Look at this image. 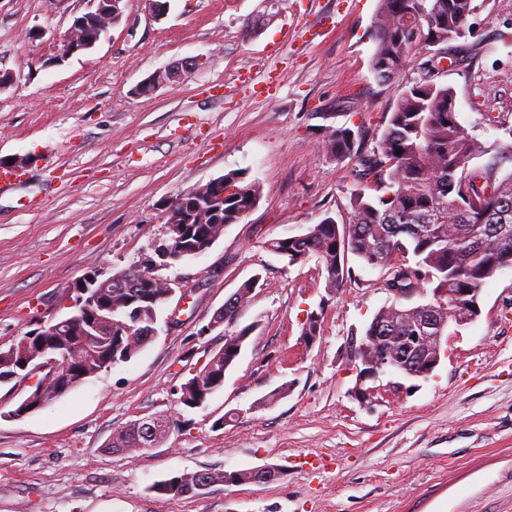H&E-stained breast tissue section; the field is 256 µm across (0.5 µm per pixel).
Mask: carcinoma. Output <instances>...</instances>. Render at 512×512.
<instances>
[{
	"label": "carcinoma",
	"mask_w": 512,
	"mask_h": 512,
	"mask_svg": "<svg viewBox=\"0 0 512 512\" xmlns=\"http://www.w3.org/2000/svg\"><path fill=\"white\" fill-rule=\"evenodd\" d=\"M475 10L473 0H379L373 25L374 53L371 59L376 77L382 81L397 78L412 58L437 44L463 38L468 16ZM424 76L407 87L397 100L388 124L372 152L363 153L355 133L347 128H326L324 149L338 160L356 157L352 177L362 189L351 194L348 223L338 224L327 216L307 228L306 238L290 246L276 238L265 248L295 264L317 258L324 275L325 291L335 294L345 286L351 272L346 257L354 255L371 267H390L389 288H409L402 294L408 304L402 313L380 309L365 330L367 336H403L412 325L422 324L426 309L422 301L438 289L445 307L436 322L448 324L450 313L468 300L467 293L478 291L505 266L512 263V172L499 176L503 159L512 158V145L495 152L471 135L454 113V89ZM490 160L480 168L470 163L484 155ZM224 208L218 212L223 223L200 224L209 238H220L224 227L237 223L242 211L260 200V187L247 183L238 172L224 175ZM195 217L212 211L214 196L207 185L196 187ZM198 243L196 233L167 243L172 260L192 257ZM256 286L244 281L232 294L233 301L247 306ZM419 299L411 305L409 301ZM254 330L224 328V348L216 353L203 371L189 379L181 390L184 404L197 407L224 385V373L234 365L238 348ZM62 344L68 354L59 372L38 376L30 395L50 394L59 379L67 376L71 390L102 371L110 357L127 361L143 347L144 338L135 334L112 335L102 324L93 330L84 326L72 336H46L38 332L24 347L15 341L0 347V377L17 373L21 361L33 357L44 346ZM167 424L157 423L158 437L148 440L141 427L132 423L112 438V447L127 451L150 448L166 435ZM194 474L183 472L152 486L153 492L180 497L190 494Z\"/></svg>",
	"instance_id": "1"
}]
</instances>
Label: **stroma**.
Wrapping results in <instances>:
<instances>
[{
  "label": "stroma",
  "mask_w": 512,
  "mask_h": 512,
  "mask_svg": "<svg viewBox=\"0 0 512 512\" xmlns=\"http://www.w3.org/2000/svg\"><path fill=\"white\" fill-rule=\"evenodd\" d=\"M474 4L466 60L437 80L471 134L512 145V0ZM263 5L169 0L159 19L148 0H126L119 25L67 57V30L91 0H0V71L15 77L0 89V159L28 162L0 189V344L65 315L84 278L156 259L169 200L232 171L261 187L208 252L162 267L189 293L130 361L21 417L31 381L0 385V512H512V269L484 285L480 315L432 374L410 391L381 377L363 404L348 340L393 303L388 268L348 257L352 280L332 297L317 260L291 265L264 247L328 215L347 221L355 162L326 154L322 126L350 127L372 151L428 57L375 78L379 0H279L246 36ZM178 62L179 81L139 93ZM255 275L239 358L202 406L185 407L183 384L224 346L216 312ZM315 311L310 344L302 327ZM284 384L286 397L260 406ZM158 416L163 441L112 451L117 431ZM265 465L276 480L152 490L183 471Z\"/></svg>",
  "instance_id": "35a3bbf8"
}]
</instances>
